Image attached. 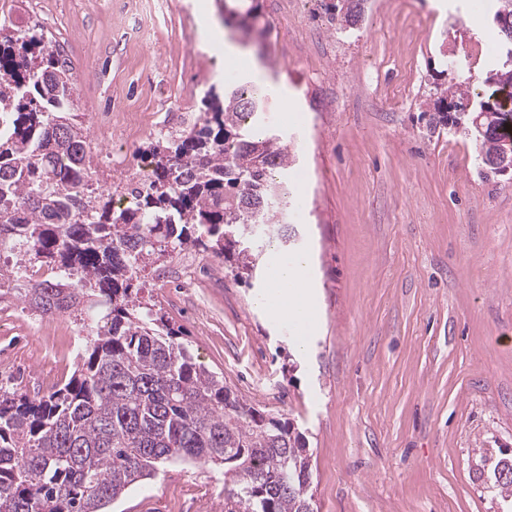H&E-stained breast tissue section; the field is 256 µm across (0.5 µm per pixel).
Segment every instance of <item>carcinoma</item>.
Listing matches in <instances>:
<instances>
[{"label":"carcinoma","mask_w":512,"mask_h":512,"mask_svg":"<svg viewBox=\"0 0 512 512\" xmlns=\"http://www.w3.org/2000/svg\"><path fill=\"white\" fill-rule=\"evenodd\" d=\"M365 0H336L338 28L356 24ZM486 78L512 87V42L492 25ZM456 77L436 86L429 129L472 137L476 156L512 157L503 112L474 135L472 115L444 110L479 97ZM273 90L244 79L208 92L192 124L149 150L146 183H129L127 205L93 187L87 132L79 122L72 73L43 33L0 24V296L14 294L42 318L72 315L86 328L70 378L47 396L0 388V512H108L112 502L179 460L224 466V512H315L311 455L290 421L263 417L224 379L175 342L157 301L141 296V273L188 248L235 259L236 276L255 268L236 243L273 227L287 199L277 170L292 154L264 120ZM275 228V227H273ZM279 236L285 230L275 228ZM60 271L33 283L19 269L34 262ZM490 489L512 497V455L492 462Z\"/></svg>","instance_id":"cac0c4a2"}]
</instances>
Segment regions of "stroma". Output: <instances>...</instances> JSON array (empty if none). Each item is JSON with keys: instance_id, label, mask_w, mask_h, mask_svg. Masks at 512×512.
<instances>
[{"instance_id": "1", "label": "stroma", "mask_w": 512, "mask_h": 512, "mask_svg": "<svg viewBox=\"0 0 512 512\" xmlns=\"http://www.w3.org/2000/svg\"><path fill=\"white\" fill-rule=\"evenodd\" d=\"M0 0V21L43 28L72 69L94 179L121 197L161 128L222 92L239 46L243 77L276 91L295 155L299 209L288 245L260 235L264 263L186 250L148 267L178 340L265 414L292 422L312 453L317 512H505L483 456L512 450V175L481 176L475 147L422 118L449 51L487 45L470 0H369L337 33L330 0H259L262 45L226 28L217 0ZM210 28L224 40L202 38ZM111 111L118 136L101 128ZM309 259L317 329L263 311L279 260ZM42 336L43 320L0 300V387L45 396L72 375L86 340ZM110 512H224V472L171 462Z\"/></svg>"}]
</instances>
